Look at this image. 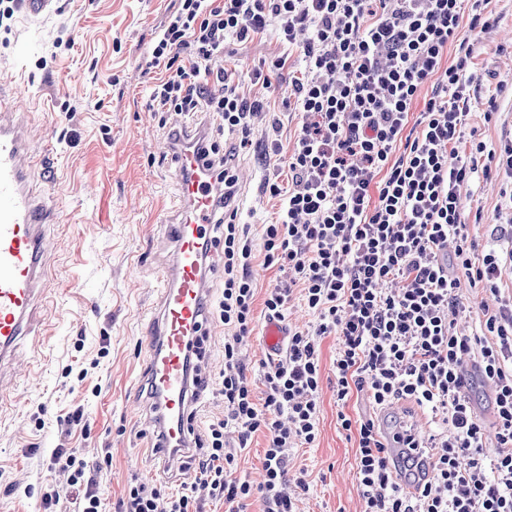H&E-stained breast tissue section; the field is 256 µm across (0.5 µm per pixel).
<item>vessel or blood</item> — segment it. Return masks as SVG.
Masks as SVG:
<instances>
[{
  "instance_id": "b4317fda",
  "label": "vessel or blood",
  "mask_w": 512,
  "mask_h": 512,
  "mask_svg": "<svg viewBox=\"0 0 512 512\" xmlns=\"http://www.w3.org/2000/svg\"><path fill=\"white\" fill-rule=\"evenodd\" d=\"M33 168L27 133L9 113L0 114V361L17 356L21 336L36 314V298L51 254L43 227L49 213L28 181ZM183 218L173 232L171 267L143 345L148 362L142 384L149 396L134 395L145 424L156 441L153 448L168 467H183L195 443L190 418L196 398L187 364L202 347L210 291L207 280L215 264L202 251L212 246L214 197L218 189L200 156L178 159Z\"/></svg>"
}]
</instances>
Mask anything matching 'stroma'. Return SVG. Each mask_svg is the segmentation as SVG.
<instances>
[{
	"mask_svg": "<svg viewBox=\"0 0 512 512\" xmlns=\"http://www.w3.org/2000/svg\"><path fill=\"white\" fill-rule=\"evenodd\" d=\"M169 6L170 0H59L47 16L29 22L19 13L0 28V89L18 100L15 118L35 150L49 152L33 188L53 213L46 232L55 247L43 323L22 338L21 363H0V512H42L43 494L65 483L51 463L57 448L92 461L110 450L99 485L105 512H116L130 477L174 489L185 478L154 456L130 401L147 364L144 316L156 304L173 249L168 226L180 218L175 162L148 102L157 77L148 46ZM483 15L489 27L466 19L460 31L471 48L472 78L463 153L474 142L496 146L512 138V0H489ZM281 52L269 33L230 45L224 66L250 98L253 70ZM302 69L295 52L285 69L271 73L270 110L255 116L249 146L237 134L222 137L239 176L237 219L256 237L279 210L278 200L262 192L264 179L288 175L286 155H264L269 116L277 114L282 144L292 146L302 118L283 102ZM511 187L495 172L476 173L461 187L463 220L479 245L497 243L502 192ZM335 356V339H324L319 435L313 446L292 452V466L309 474L300 512L364 509L356 449L337 424ZM79 408L84 422L66 427ZM346 411L392 428L410 421L423 435L442 428L409 400L384 411L355 396Z\"/></svg>",
	"mask_w": 512,
	"mask_h": 512,
	"instance_id": "35a3bbf8",
	"label": "stroma"
}]
</instances>
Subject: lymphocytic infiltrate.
<instances>
[{
	"label": "lymphocytic infiltrate",
	"instance_id": "f902f5d3",
	"mask_svg": "<svg viewBox=\"0 0 512 512\" xmlns=\"http://www.w3.org/2000/svg\"><path fill=\"white\" fill-rule=\"evenodd\" d=\"M488 0H174L150 43V65L161 77L151 94L170 145L182 132L171 116L205 113L211 126L199 141L207 166L226 195L236 181L215 131L248 134L264 108L261 95L244 97L224 67L229 42L274 34L284 55L255 71L269 89V73L299 51L302 77L288 102L305 120L288 156L290 185L265 179L263 191L280 199L275 223L253 240L235 214L218 213L224 240V291L208 312L224 325L223 415L213 417L198 442L191 481L170 491L163 483L128 481L118 512H203L202 500L222 501L224 512H245L260 498L262 512H297L289 486L307 489L305 469L290 471L293 449L318 436L323 385L321 343L337 340L333 360L337 424L357 445L356 467L364 512H512V295H502L512 270V248L479 247L462 219L459 188L487 156L512 178V141L485 143L460 155L470 100L469 45L460 43L463 19L479 23ZM457 46L459 57L444 54ZM434 92L418 119L411 109L425 85ZM415 137L405 138L409 122ZM282 277L262 302L267 317L284 319L300 296L315 322L289 332L254 385L241 359L254 330L256 252ZM495 295L472 333L448 317L462 283ZM473 362L494 392L495 455L485 452L486 430L460 371ZM363 393L379 409L410 399L441 421L429 437L406 431L404 447L424 449L403 459L406 472L427 467L414 494L396 482L374 419L345 413ZM237 434V447L226 442ZM266 437L261 485L238 474L235 448L256 432ZM53 464L68 475L77 512H103L95 469L76 452L58 448Z\"/></svg>",
	"mask_w": 512,
	"mask_h": 512
}]
</instances>
